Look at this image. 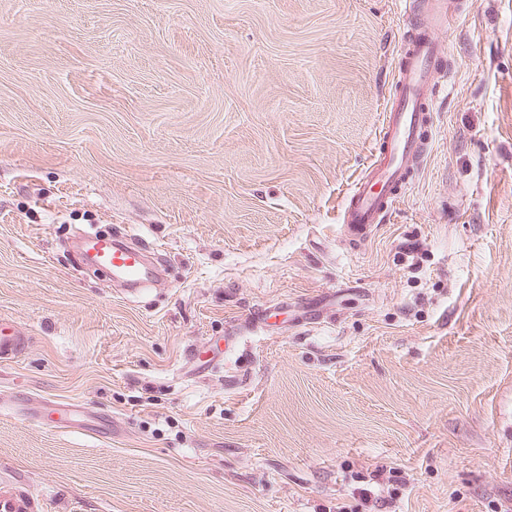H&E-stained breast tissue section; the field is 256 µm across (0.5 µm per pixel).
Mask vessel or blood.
<instances>
[{
    "instance_id": "1",
    "label": "vessel or blood",
    "mask_w": 512,
    "mask_h": 512,
    "mask_svg": "<svg viewBox=\"0 0 512 512\" xmlns=\"http://www.w3.org/2000/svg\"><path fill=\"white\" fill-rule=\"evenodd\" d=\"M417 33L401 42L398 97L385 109L378 133L379 149L346 193L341 222L352 239L364 240L374 225L383 223L405 193L423 160L432 138L431 87L440 54L441 30L453 19V0H418ZM95 264L114 278L138 286L149 280L151 270L140 247L123 246L111 238L90 235L80 241ZM29 343L11 327L0 326V360L21 352ZM36 416L42 425L74 426L93 433L102 423L89 409L45 402ZM40 505L12 485L0 484V512H39Z\"/></svg>"
}]
</instances>
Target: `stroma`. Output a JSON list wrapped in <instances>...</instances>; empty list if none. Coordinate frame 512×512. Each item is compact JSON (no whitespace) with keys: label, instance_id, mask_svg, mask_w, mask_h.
Listing matches in <instances>:
<instances>
[{"label":"stroma","instance_id":"35a3bbf8","mask_svg":"<svg viewBox=\"0 0 512 512\" xmlns=\"http://www.w3.org/2000/svg\"><path fill=\"white\" fill-rule=\"evenodd\" d=\"M401 0H0V481L41 512H512V0H461L386 223ZM145 247L130 296L79 232ZM112 432L29 419L43 401ZM29 343L28 336H22L13 327L0 325V360L4 361L21 352Z\"/></svg>","mask_w":512,"mask_h":512}]
</instances>
